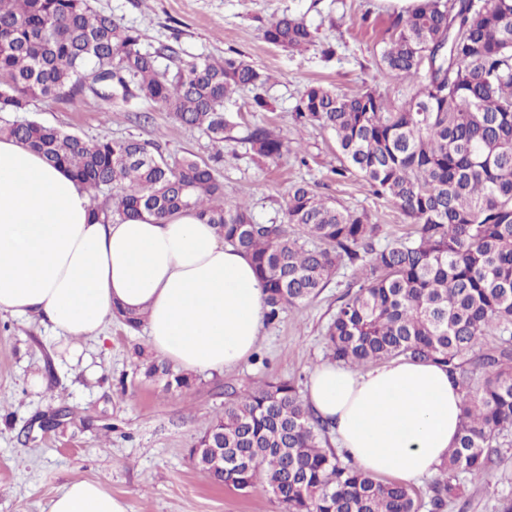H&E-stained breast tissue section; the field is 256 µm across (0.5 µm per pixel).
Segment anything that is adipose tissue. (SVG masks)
<instances>
[{
	"label": "adipose tissue",
	"instance_id": "adipose-tissue-1",
	"mask_svg": "<svg viewBox=\"0 0 512 512\" xmlns=\"http://www.w3.org/2000/svg\"><path fill=\"white\" fill-rule=\"evenodd\" d=\"M91 209L70 173L0 138V315L38 316L76 351L120 306L145 316L154 352L191 371L220 370L253 351L264 287L212 225L192 212L103 223ZM307 401L361 468L407 483L442 463L462 415V395L441 366L400 357L365 370L323 362ZM48 512L128 506L82 480Z\"/></svg>",
	"mask_w": 512,
	"mask_h": 512
}]
</instances>
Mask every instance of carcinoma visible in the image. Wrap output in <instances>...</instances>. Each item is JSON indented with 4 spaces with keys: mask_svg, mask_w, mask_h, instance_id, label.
<instances>
[{
    "mask_svg": "<svg viewBox=\"0 0 512 512\" xmlns=\"http://www.w3.org/2000/svg\"><path fill=\"white\" fill-rule=\"evenodd\" d=\"M262 35L292 52L313 41L310 27L287 15ZM143 38L89 0H0V136L65 168L93 200L109 190V204L94 206L97 217L195 212L252 260L268 322L315 298L348 259L352 279L325 332L329 359L350 368L397 357L435 362L464 393L456 443L429 486L439 512L463 481L485 475L497 435L512 430V343L481 347L512 327V0H419L399 15L380 54L391 79L413 83L397 102L321 85L298 99L296 123L335 134L344 159L336 174H362L413 226L380 250L379 225L306 184L289 192L283 223L257 221L246 202L225 196L220 150L211 164L170 162L148 142L89 141L12 118L36 97L72 98L89 88L105 99L151 101L222 148L232 139L226 98L250 87L254 108H268L269 77L246 60L204 59L161 72ZM248 142L259 162L290 151L288 140L262 128ZM145 376L167 391L191 385L162 362ZM224 395V412L207 427L224 442L215 483L239 491L260 483L283 512H420L412 486L381 482L336 455L328 424L291 381Z\"/></svg>",
    "mask_w": 512,
    "mask_h": 512,
    "instance_id": "1",
    "label": "carcinoma"
}]
</instances>
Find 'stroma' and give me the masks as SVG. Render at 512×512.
<instances>
[{
	"mask_svg": "<svg viewBox=\"0 0 512 512\" xmlns=\"http://www.w3.org/2000/svg\"><path fill=\"white\" fill-rule=\"evenodd\" d=\"M93 7L140 29L159 70L198 59L243 58L273 80L272 107L258 112L253 93L240 89L224 102L233 124L218 174L228 196L246 201L260 221L282 218L292 185L366 214L379 227L377 246L408 236L396 208L369 191L355 173L339 176L343 157L332 132L300 126L293 109L311 84L346 94L372 89L393 99L405 84L389 79L380 53L393 33L395 9L382 0H92ZM304 19L313 44L300 54L267 43L262 27L273 18ZM172 47L173 56L162 55ZM29 117L85 139L135 138L155 143L168 159L210 161L214 143L202 131L174 122L156 104L127 107L84 91L75 99L40 97ZM264 128L301 141L300 154L274 163L252 159L249 133ZM352 269L342 266L313 300L287 308L264 324L253 357L221 371L193 372L190 387L168 392L143 370L157 355L143 330L118 320L104 342L87 341L81 355L37 318L0 316V512H48L68 484L98 481L123 499L128 512H282L262 486L245 491L217 486L189 456L224 391L281 378L306 391L325 361L324 332L346 291ZM40 384H33V377ZM487 475L465 481L444 512H501L512 499V433L496 439Z\"/></svg>",
	"mask_w": 512,
	"mask_h": 512,
	"instance_id": "1",
	"label": "stroma"
}]
</instances>
